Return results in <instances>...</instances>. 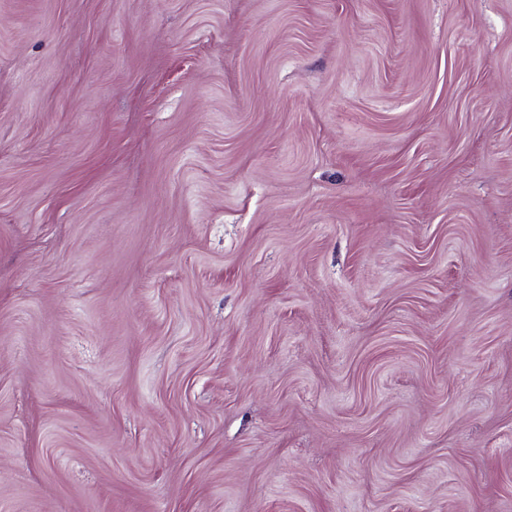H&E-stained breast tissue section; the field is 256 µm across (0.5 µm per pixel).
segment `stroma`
I'll return each instance as SVG.
<instances>
[{"label": "stroma", "instance_id": "stroma-1", "mask_svg": "<svg viewBox=\"0 0 512 512\" xmlns=\"http://www.w3.org/2000/svg\"><path fill=\"white\" fill-rule=\"evenodd\" d=\"M0 512H512V0H0Z\"/></svg>", "mask_w": 512, "mask_h": 512}]
</instances>
